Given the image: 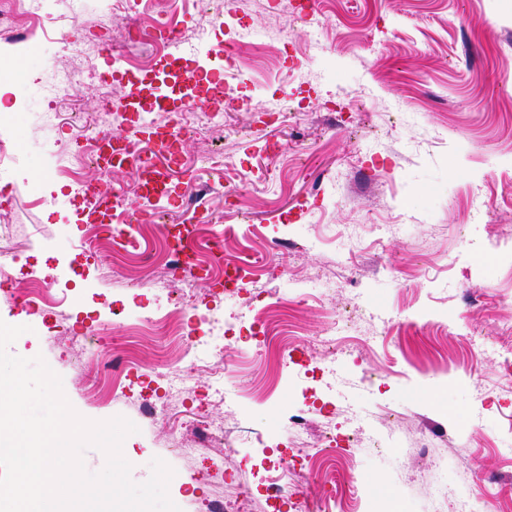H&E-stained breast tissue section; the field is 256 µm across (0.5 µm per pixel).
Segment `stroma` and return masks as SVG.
Masks as SVG:
<instances>
[{
  "label": "stroma",
  "instance_id": "1",
  "mask_svg": "<svg viewBox=\"0 0 512 512\" xmlns=\"http://www.w3.org/2000/svg\"><path fill=\"white\" fill-rule=\"evenodd\" d=\"M275 3L240 0L226 24L204 10L172 18L188 32L182 63L191 69L214 67L203 50L228 42V26H247L252 37L237 46L244 82L236 100L215 101L220 124L199 125L184 142L187 170L162 198L160 224L223 233L226 260L264 239L289 240L261 282L272 299L258 340L248 338L256 305L248 293L211 296L208 281L195 286L198 305L220 309L225 328L247 339L224 358V404L213 411L223 430L193 456L172 454L195 403L171 401L166 373L177 370L185 388L203 391L214 361L196 360L186 335L141 328L129 311L135 284L166 274L160 236L131 227L153 254L148 262L109 241L80 253L94 225L82 196L56 173L75 155L102 92L125 134L159 84L172 108L190 94L208 99L209 86L163 76L154 46L116 30L117 62L133 72L105 88L89 82L80 99L60 104L66 122L48 126L35 90L81 60L43 41L26 9L21 37L0 39V56L10 58L0 68V139L11 153L0 163V226L8 233L0 249L21 256L0 265V289L23 287L33 267L61 277L68 302L51 335L47 312L15 306L9 324L28 331L10 351L43 357L85 418L120 415L137 425L123 444L132 479L144 482L152 459H163L175 471L168 492L181 512H207L223 495L209 476L213 461L229 470L260 447L300 486L309 512L344 494L348 473L357 512H456L460 500L480 512H512V400H476L477 387L492 386L496 374L485 349L512 346L502 330L512 321V81L503 80L512 73V0H316L304 15L272 13ZM103 10V0H53L49 19L60 34L93 30ZM212 152L245 174L241 196L225 198L223 173L197 170ZM198 181L211 188L200 215L187 202ZM475 195L488 206L479 216ZM488 278L496 284L490 298L480 293ZM348 302L361 314L348 333L354 354L335 358L326 342ZM94 334L115 368L133 361L149 388L112 394L108 382H96L87 355ZM95 382L102 393L93 401ZM144 399L169 409L173 423L146 418ZM300 404L309 409L308 445L332 416L339 431L363 426L380 447L318 461L305 476L286 441ZM490 472L501 480L492 490ZM441 486L454 493L445 505L436 498Z\"/></svg>",
  "mask_w": 512,
  "mask_h": 512
}]
</instances>
